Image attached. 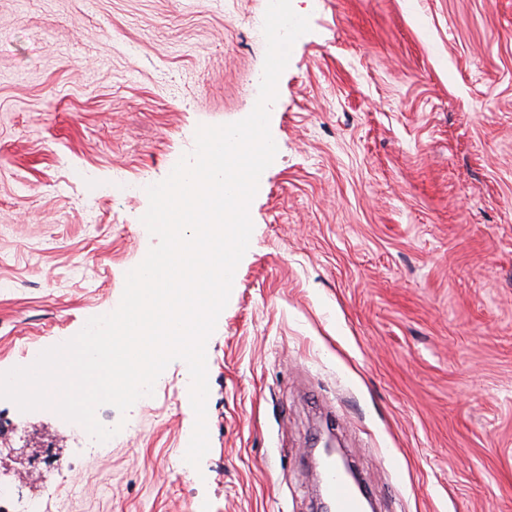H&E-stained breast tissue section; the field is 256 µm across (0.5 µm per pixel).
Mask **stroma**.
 <instances>
[{
	"label": "stroma",
	"instance_id": "stroma-1",
	"mask_svg": "<svg viewBox=\"0 0 512 512\" xmlns=\"http://www.w3.org/2000/svg\"><path fill=\"white\" fill-rule=\"evenodd\" d=\"M266 0H0V371L119 305L146 186L254 108ZM310 30L206 344L88 456L0 398V472L63 456L50 512H315L330 414L377 512H512V0H293Z\"/></svg>",
	"mask_w": 512,
	"mask_h": 512
}]
</instances>
